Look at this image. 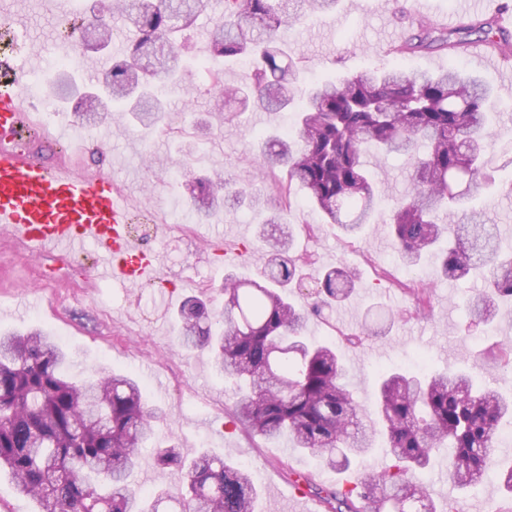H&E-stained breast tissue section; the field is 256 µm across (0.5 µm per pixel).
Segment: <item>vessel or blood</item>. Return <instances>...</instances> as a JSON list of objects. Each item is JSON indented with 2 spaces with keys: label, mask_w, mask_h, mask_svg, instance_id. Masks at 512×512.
I'll list each match as a JSON object with an SVG mask.
<instances>
[{
  "label": "vessel or blood",
  "mask_w": 512,
  "mask_h": 512,
  "mask_svg": "<svg viewBox=\"0 0 512 512\" xmlns=\"http://www.w3.org/2000/svg\"><path fill=\"white\" fill-rule=\"evenodd\" d=\"M0 232L30 253L72 256L95 245L96 278L136 284L159 275V259L128 235L131 206L110 175L79 174L71 163L45 164L18 148L36 115L21 102V70L0 57Z\"/></svg>",
  "instance_id": "1"
}]
</instances>
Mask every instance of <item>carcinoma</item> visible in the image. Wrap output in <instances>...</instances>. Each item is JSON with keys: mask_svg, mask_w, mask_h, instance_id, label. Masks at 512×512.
Wrapping results in <instances>:
<instances>
[{"mask_svg": "<svg viewBox=\"0 0 512 512\" xmlns=\"http://www.w3.org/2000/svg\"><path fill=\"white\" fill-rule=\"evenodd\" d=\"M336 3L224 0V16L210 33L212 56L246 59L252 75L249 85L231 88L224 86L221 69H213L215 111L233 99L266 112L295 109L297 128L286 139L269 137L257 159L262 172L286 170L273 195L230 192L221 175L197 182L192 201L200 221L228 194L270 209L269 259L261 283L225 279L215 329L202 325L209 318L206 304L186 299L179 343L211 351L234 389L232 422L253 437L282 440L341 471L369 455L382 436L388 466L363 473L351 488L323 486L311 473H294L293 486L315 496L324 512H399L412 497L424 512H437L410 475L429 468L443 448L449 486L472 488L493 469L512 494V462L495 459L501 429L512 423L511 398L463 372H395L383 376L374 418L366 423L336 348L302 335L317 307H297L281 294L298 272L296 260L284 257L294 236L288 224L292 194L305 193L324 223L357 236L371 223L381 194V183L367 170L366 157L373 152L377 163L392 154L413 161L412 191L390 219L401 261L416 266L434 254L440 274L454 279L481 270L484 289L469 305L477 323L493 321L499 303L512 297V254L504 252L496 225L478 214L451 233L445 223L464 209L471 188L492 179L484 167L493 137L491 90L456 67L408 74L392 66L298 85L302 58L275 36L304 16L334 10ZM204 8L205 0H112L109 16L91 20L79 13L70 29L91 26L108 47L118 34L112 16L125 18L123 29L132 37L125 57L105 73L108 94L135 123L150 128L165 111L159 85L182 77L178 40ZM432 33L420 25L395 53L458 49L476 33L504 62H512V40L492 20ZM157 43L169 46L167 61L151 72L140 69L136 58ZM99 104L91 93L78 98L79 116L91 126L106 119ZM319 284L326 304L345 301L355 289L354 275L345 268L326 271ZM73 364V353L39 330L0 332V472L10 475L17 492L36 499L37 512H162L167 503L176 512H256L257 492L243 466L210 454L188 460L174 446L158 449L155 464L177 469L181 490H161L145 501L129 478L165 411L145 406L137 380L116 373L79 380L67 374Z\"/></svg>", "mask_w": 512, "mask_h": 512, "instance_id": "cac0c4a2", "label": "carcinoma"}]
</instances>
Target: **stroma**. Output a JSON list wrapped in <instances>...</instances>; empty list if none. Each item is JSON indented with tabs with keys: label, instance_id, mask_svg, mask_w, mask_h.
Listing matches in <instances>:
<instances>
[{
	"label": "stroma",
	"instance_id": "1",
	"mask_svg": "<svg viewBox=\"0 0 512 512\" xmlns=\"http://www.w3.org/2000/svg\"><path fill=\"white\" fill-rule=\"evenodd\" d=\"M16 2L26 19L21 35L31 47L26 72L41 80L42 99L55 113L56 125L67 126L87 146L77 163L79 171L94 174L102 159H110L112 178L133 205L132 236L148 251L160 253L170 292L160 294L150 281L133 286L120 279L93 280L95 248L90 244L74 257L43 259L0 239V330L39 328L75 353V375H130L140 383L147 405L166 410L152 445L142 450L140 469L131 477L143 495L162 487L177 491L175 470L163 471L154 464L155 447L171 444L189 458L216 454L249 466L261 494L258 512H294L286 468L314 473L326 485L357 480L366 468L383 470L389 460L380 452L366 467L338 473L314 458L290 454L280 444L249 437L230 419L233 393L209 352L186 350L177 342V312L186 298L221 307L225 276L258 278L268 259L257 238L263 213L230 204L208 223H199L181 178L183 166L201 177L219 173L234 186L272 194L282 173L260 172L254 155L264 134L285 133L293 125L292 113L253 111L238 102L215 111L209 76L197 64L210 57L208 34L216 15L203 12L187 33L184 82L164 91L165 132H147L116 112L89 134L74 105L60 103L53 86L54 65L75 62L102 73L124 57L126 39L115 40L105 53L86 50L79 37L68 36L69 18L55 0ZM465 2L339 0L334 12L305 17L282 36L302 57L308 82L394 64L409 73L454 64L490 86L496 127L486 170L492 180L474 192L470 205L487 223L497 225L504 243L512 245V198L502 193L512 183V66L486 65L466 53L452 58L444 52L416 53L399 61L388 53L391 45L417 33L419 22L439 24L448 14L461 12ZM412 170L406 159L373 166L385 193L373 223L359 237L348 239L331 225L316 223L303 196H296L288 213L295 226L292 251L311 259L302 281L288 290L293 302L312 304L318 279L327 269L344 266L358 276L346 301L311 316L308 333L338 346L367 417L373 414L386 371L412 374L450 368L512 393V369L496 367L488 356L489 349L512 347V314L470 325L467 303L483 286L478 274L446 279L435 258L408 267L398 257L388 220L410 187ZM410 282L426 288L424 306H417L405 291ZM387 312L395 316L390 333L360 339L363 323L380 321ZM422 480L437 512H473L477 506L482 512H512V497H504L495 480L456 491L440 464Z\"/></svg>",
	"mask_w": 512,
	"mask_h": 512
}]
</instances>
